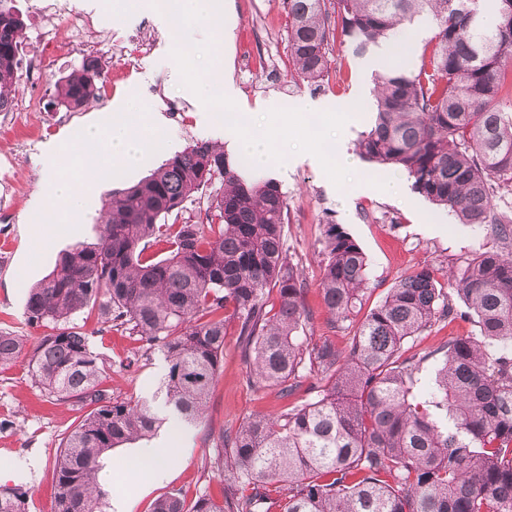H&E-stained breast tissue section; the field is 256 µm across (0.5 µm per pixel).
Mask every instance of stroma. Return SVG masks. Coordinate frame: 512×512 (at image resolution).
Segmentation results:
<instances>
[{"label":"stroma","mask_w":512,"mask_h":512,"mask_svg":"<svg viewBox=\"0 0 512 512\" xmlns=\"http://www.w3.org/2000/svg\"><path fill=\"white\" fill-rule=\"evenodd\" d=\"M81 13L99 21L108 32L90 54L105 70V85L88 106L67 111L48 109L53 83L78 67L81 56L71 54L75 32L66 24L53 28L56 63L38 81L20 77L10 92L12 107L27 111L26 120L8 124L0 112V329H15L29 337L41 331L24 324V304L29 289L54 268L62 251L77 244L99 242L98 223L102 206L112 194L147 177L155 168L189 145L201 141H223L224 123L218 114L203 109L195 94L182 86L171 57L175 41L163 21L151 11L148 0H68ZM224 26L230 35L224 40V74L233 83L238 111L261 117L269 100L293 108L304 100L318 101L323 110L337 103L359 109L357 122L344 127L339 143L352 150V172L345 187H336L320 162L308 153L287 154L282 163L267 168L286 196L288 224L285 245L306 279V304L313 313L315 335L345 347L350 331L331 330L319 293L320 250L323 224L342 225L363 249L370 264L367 306H375L388 288L402 275L429 264L447 266L453 258L490 245V230L458 223L446 211L416 193L409 179H402L400 195L381 193L380 181L391 178L380 168L355 153L354 146L375 118L371 80L365 77V57H356L343 46H334L328 71L319 83L307 84L293 78L288 65V16L283 0H228ZM138 34L152 43L143 53L129 43ZM251 42L257 59L250 71L239 62L240 42ZM137 106L142 113L162 117L153 141L143 153L138 168L113 171L109 180L96 173H82L77 191L89 192V205L78 222L60 224L49 237L32 232L37 221L41 192V155L46 147L67 149L90 122ZM78 325L90 332L92 349L109 358L114 368L107 381L118 398L151 399L167 371L160 351H152L135 374L121 371L118 363L134 347L133 337L104 327L96 312L81 314ZM228 334L224 344V372L209 404L208 417L190 426L184 441L171 445L173 465L167 480L143 486V478L131 464L135 445L114 449L100 472L112 497H125L126 512H149L164 493L180 489L187 501L214 483V473L204 471L201 461L209 447L207 431L237 429L243 417L254 411H274L282 401L276 392L260 395L245 383L246 364ZM14 427L0 432V473L7 484H24L29 491L28 512H51L53 469L59 441L76 419L75 412L62 404L48 402L32 388L25 362L0 368V420Z\"/></svg>","instance_id":"1"}]
</instances>
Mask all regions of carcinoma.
Here are the masks:
<instances>
[{"label": "carcinoma", "mask_w": 512, "mask_h": 512, "mask_svg": "<svg viewBox=\"0 0 512 512\" xmlns=\"http://www.w3.org/2000/svg\"><path fill=\"white\" fill-rule=\"evenodd\" d=\"M13 2L0 0V111L19 79L23 22ZM482 2L284 0L290 69L310 84L327 70L331 43L362 56L398 27L432 19L417 68L403 59L374 74L375 122L358 149L459 223L492 227L496 246L446 271L418 267L366 310L365 253L342 225H323L329 326L353 331L338 349L307 334V283L288 259L280 185L244 178L247 161L222 144L185 148L112 195L101 243L65 251L30 289L25 322L45 328L41 336L30 344L0 330V367L27 358L32 386L81 413L59 445L51 512H108L102 460L156 433V402L186 425L205 420L229 321L247 386L294 402L252 413L233 432L207 433L213 454L202 464L217 474L219 495L207 487L188 505L172 489L151 512H512V207L494 203L512 195V0H494L489 26ZM103 78L99 60H85L54 82L50 106L88 104ZM218 178L224 191L207 222L164 223ZM158 242L168 255L144 258ZM86 309L163 353L167 372L153 401L118 399L102 386L111 364L75 323ZM465 317L476 333L407 355L416 337ZM140 350L124 370L139 368ZM431 359L432 385L420 393ZM276 484L283 494L273 497ZM27 499L23 486L0 485V512H27Z\"/></svg>", "instance_id": "carcinoma-1"}]
</instances>
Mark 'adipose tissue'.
Here are the masks:
<instances>
[{
    "label": "adipose tissue",
    "instance_id": "adipose-tissue-1",
    "mask_svg": "<svg viewBox=\"0 0 512 512\" xmlns=\"http://www.w3.org/2000/svg\"><path fill=\"white\" fill-rule=\"evenodd\" d=\"M147 140L145 123L133 125L116 116L106 126H87L67 154L46 153L41 160V183L52 209L41 232L52 231L57 214L73 215L81 209L84 197L73 186V173L97 168L104 160L114 167L133 168L139 163Z\"/></svg>",
    "mask_w": 512,
    "mask_h": 512
}]
</instances>
